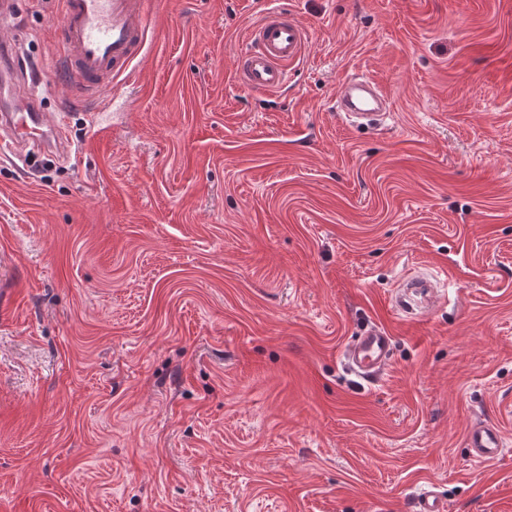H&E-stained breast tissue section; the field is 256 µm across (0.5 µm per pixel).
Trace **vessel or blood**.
Segmentation results:
<instances>
[{"mask_svg": "<svg viewBox=\"0 0 512 512\" xmlns=\"http://www.w3.org/2000/svg\"><path fill=\"white\" fill-rule=\"evenodd\" d=\"M150 19L147 0H63L55 25L62 48L48 77V85H62L63 102L95 105L111 93L115 79L148 53ZM18 36L0 29V155L24 159L36 146L45 151H68L61 120L49 119L33 94H22L26 78L18 59ZM309 37L291 15L273 10L253 26L237 58L242 85L252 91L276 93L285 88L288 73L305 58ZM388 98L369 77L353 76L339 92L336 110L351 126L376 125L387 117ZM392 338L380 326H371L342 353L344 366L361 380L375 382L389 364ZM472 457L490 461L505 448L500 429L490 423L472 425L466 434Z\"/></svg>", "mask_w": 512, "mask_h": 512, "instance_id": "vessel-or-blood-1", "label": "vessel or blood"}]
</instances>
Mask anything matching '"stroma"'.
I'll list each match as a JSON object with an SVG mask.
<instances>
[{"mask_svg":"<svg viewBox=\"0 0 512 512\" xmlns=\"http://www.w3.org/2000/svg\"><path fill=\"white\" fill-rule=\"evenodd\" d=\"M272 8L311 47L254 93L236 57ZM148 9L106 112L40 89L69 153L0 161V512H413L428 483L512 512V0ZM61 11L0 22L27 76ZM357 73L385 125L337 116ZM368 324L393 337L371 384L342 365ZM466 447L472 457L481 461H490L500 457L505 441L500 429L490 423L472 425L466 434Z\"/></svg>","mask_w":512,"mask_h":512,"instance_id":"35a3bbf8","label":"stroma"}]
</instances>
